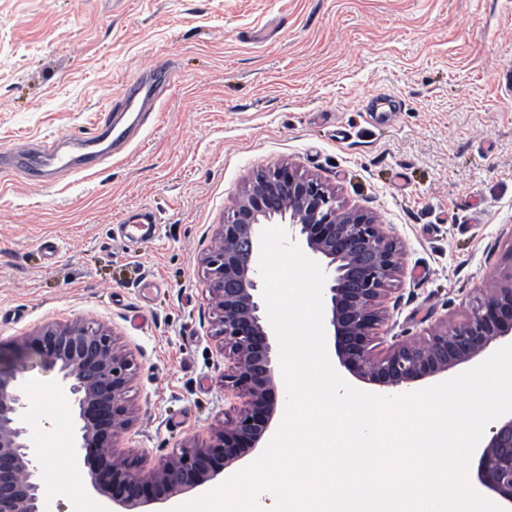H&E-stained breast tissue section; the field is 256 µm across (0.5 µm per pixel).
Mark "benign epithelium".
Masks as SVG:
<instances>
[{"label":"benign epithelium","mask_w":512,"mask_h":512,"mask_svg":"<svg viewBox=\"0 0 512 512\" xmlns=\"http://www.w3.org/2000/svg\"><path fill=\"white\" fill-rule=\"evenodd\" d=\"M273 224L326 261L334 353L358 380L386 390L409 387L488 354L512 337L511 271L470 301L464 321L396 343L383 355L374 353L376 330L385 320L383 300L400 273L395 240L374 214L338 204L321 180L287 163L269 164L253 172L204 259L203 285L214 306L216 335L234 360L224 372V388L245 395L246 406L208 443L179 448L147 474L134 459L116 463L114 438L132 422L127 393L133 362L100 328L81 321L47 324L20 339L12 361L5 362L0 352V512H43L17 361L33 359L61 376L75 411L74 452L90 465L93 489L115 512H147L153 504L203 487L259 447L279 403L274 330L257 297L260 233ZM475 455L479 485L512 507V414L496 420Z\"/></svg>","instance_id":"1"}]
</instances>
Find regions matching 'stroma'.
I'll return each instance as SVG.
<instances>
[{
    "label": "stroma",
    "mask_w": 512,
    "mask_h": 512,
    "mask_svg": "<svg viewBox=\"0 0 512 512\" xmlns=\"http://www.w3.org/2000/svg\"><path fill=\"white\" fill-rule=\"evenodd\" d=\"M159 58L164 92L124 148L0 181V349L48 323L108 331L134 363L116 453L147 470L246 402L220 381L202 260L256 170L288 162L397 240L376 352L463 321L512 267V0H0V153L94 134ZM143 210L154 235L126 236ZM18 379L51 387L28 434L44 498L69 512L65 484L93 493L70 402L57 372Z\"/></svg>",
    "instance_id": "obj_1"
}]
</instances>
